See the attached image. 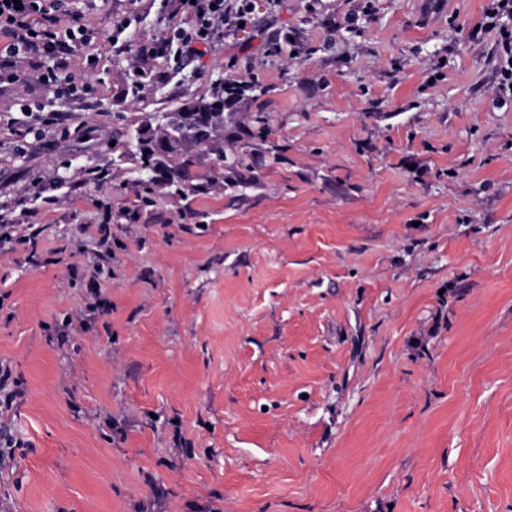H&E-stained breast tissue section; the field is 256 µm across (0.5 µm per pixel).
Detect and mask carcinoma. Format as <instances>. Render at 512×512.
Returning a JSON list of instances; mask_svg holds the SVG:
<instances>
[{
  "label": "carcinoma",
  "instance_id": "1",
  "mask_svg": "<svg viewBox=\"0 0 512 512\" xmlns=\"http://www.w3.org/2000/svg\"><path fill=\"white\" fill-rule=\"evenodd\" d=\"M193 112L205 119L204 128L208 131L210 143L207 152L216 155L219 166L231 170L240 163V158L227 162L224 154V96L218 94L210 98L197 99L185 103L171 113V119L177 122L183 119L182 113ZM198 126H186L178 148L174 151L161 148L162 142L168 136V128L156 131L147 128L140 133L138 151L140 153L142 172L152 171V175L144 182V186L163 185L175 188V193L184 195L197 190L193 183L192 167L197 164L196 156L190 154L189 145L198 144L195 131Z\"/></svg>",
  "mask_w": 512,
  "mask_h": 512
}]
</instances>
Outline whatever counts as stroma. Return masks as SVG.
Segmentation results:
<instances>
[{
    "mask_svg": "<svg viewBox=\"0 0 512 512\" xmlns=\"http://www.w3.org/2000/svg\"><path fill=\"white\" fill-rule=\"evenodd\" d=\"M67 3L92 94L24 137L38 60L0 83V512H512L489 0H256L139 83L159 0ZM234 81L255 187L145 193L138 129Z\"/></svg>",
    "mask_w": 512,
    "mask_h": 512,
    "instance_id": "stroma-1",
    "label": "stroma"
}]
</instances>
